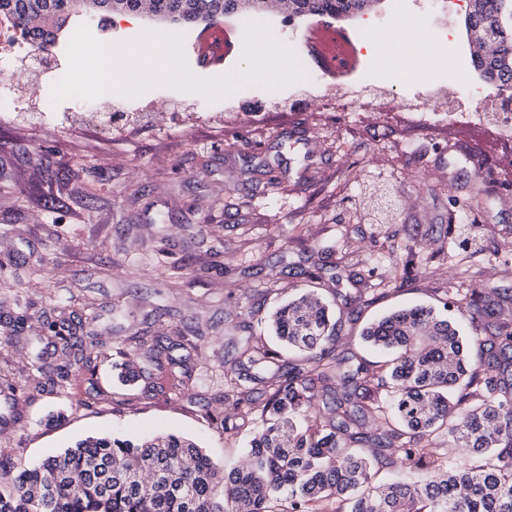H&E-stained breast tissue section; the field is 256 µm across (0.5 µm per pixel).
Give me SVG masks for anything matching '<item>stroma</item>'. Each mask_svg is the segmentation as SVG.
Returning a JSON list of instances; mask_svg holds the SVG:
<instances>
[{"mask_svg":"<svg viewBox=\"0 0 512 512\" xmlns=\"http://www.w3.org/2000/svg\"><path fill=\"white\" fill-rule=\"evenodd\" d=\"M340 22L351 41L381 50L363 62L389 68L388 87L409 86L395 24L408 15L372 10ZM463 9L446 5L429 18L431 63L479 76ZM448 28L447 41L433 31ZM66 42L51 62H14L10 77L26 106L0 123V320H19L0 344V478L89 436L176 434L195 440L220 468L240 465L257 422L227 437L211 416L222 411L215 386L240 342L270 341L266 321L283 297L316 287L336 318L338 353L379 361L359 333L365 320L407 305L441 307L451 288L512 294V143L486 130L445 121L416 124L400 113L340 112L328 101L322 71L310 83L276 93L250 88L209 105L165 88L128 100L52 104L67 69ZM76 112L58 129L40 112ZM127 111L119 133L82 120L85 112ZM282 183L267 184V171ZM463 250L477 276L462 279L444 252ZM415 251L431 273L393 272L394 257ZM169 269L156 280L155 262ZM345 262L362 287L379 283L373 304L353 314L330 278L309 283L317 265ZM47 286L30 292L32 273ZM124 315L112 318L113 302ZM101 316L109 352L92 380L34 393L42 368L61 364L48 344L43 315L78 323ZM150 329L162 343L181 342L194 386L167 373L142 377L146 364L129 338Z\"/></svg>","mask_w":512,"mask_h":512,"instance_id":"obj_1","label":"stroma"}]
</instances>
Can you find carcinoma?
<instances>
[{"mask_svg":"<svg viewBox=\"0 0 512 512\" xmlns=\"http://www.w3.org/2000/svg\"><path fill=\"white\" fill-rule=\"evenodd\" d=\"M380 0H0V17L32 45L52 52L69 19L80 13L144 12L175 26L217 25L233 14L270 7L300 17L346 19ZM475 35L471 62L497 90L512 89V0H470L464 18ZM512 296L490 302L475 288L452 290L443 309L401 308L362 331L387 356L375 367L357 354H334L337 322L317 293L288 299L269 317L281 344L271 349L246 339L240 357L272 368L268 378L224 373V433L251 418L260 429L250 441L249 466L220 475L195 442L157 435L133 442L90 436L0 480V512H512ZM454 307L479 324L491 319L479 364L471 365ZM86 318L82 335L48 322L63 364L40 391L62 387L90 369L87 353L106 348ZM159 360L163 346L142 332L130 338ZM297 351L290 366L282 350ZM265 384L254 392L249 383ZM330 405L321 422L310 415L317 390ZM461 448L467 459L436 450ZM406 468L403 482L373 485L382 470ZM223 486L222 493L217 487Z\"/></svg>","mask_w":512,"mask_h":512,"instance_id":"carcinoma-1","label":"carcinoma"}]
</instances>
